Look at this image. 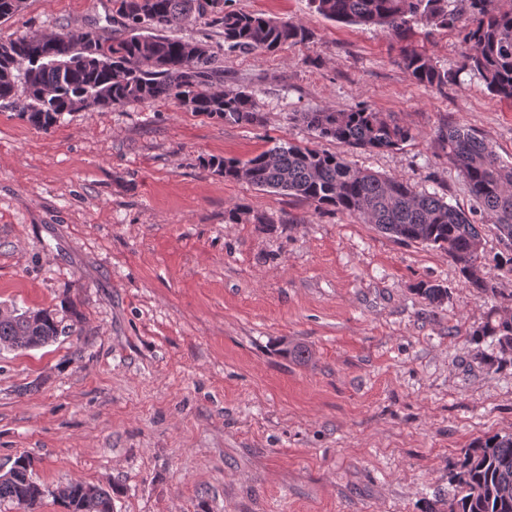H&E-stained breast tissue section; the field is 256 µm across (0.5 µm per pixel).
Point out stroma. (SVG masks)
I'll return each instance as SVG.
<instances>
[{
    "mask_svg": "<svg viewBox=\"0 0 512 512\" xmlns=\"http://www.w3.org/2000/svg\"><path fill=\"white\" fill-rule=\"evenodd\" d=\"M232 5L312 34L260 55L226 51L202 20L176 30L212 46L225 87L253 93L262 125L156 101L68 112L46 134L0 108V307L83 317L81 338L0 350V468L31 459L50 491L38 512H63L53 493L75 480L111 489L114 512H425L450 495L448 466L466 448L512 433V359L490 364L471 339L492 306L512 313L491 225L489 299L442 250L200 164L277 141L338 151L293 113L365 104L414 137L347 159L468 210L435 134L473 130L512 163V101L466 72L424 88L386 33L328 20L309 0ZM90 27L121 33L112 0H22L0 41ZM408 44L460 64L454 30L417 27ZM260 213L278 225L254 223ZM421 282L447 300L431 305ZM297 344L308 364L283 355Z\"/></svg>",
    "mask_w": 512,
    "mask_h": 512,
    "instance_id": "obj_1",
    "label": "stroma"
}]
</instances>
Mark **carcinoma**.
I'll return each mask as SVG.
<instances>
[{
	"instance_id": "obj_1",
	"label": "carcinoma",
	"mask_w": 512,
	"mask_h": 512,
	"mask_svg": "<svg viewBox=\"0 0 512 512\" xmlns=\"http://www.w3.org/2000/svg\"><path fill=\"white\" fill-rule=\"evenodd\" d=\"M232 0H112L125 21L126 33L110 38L90 28L66 32L53 41L54 63L26 62V34L0 42V107H7L35 128L50 133L77 101L102 97L98 108L172 101L179 108L227 125L258 126L263 115L245 88L224 87V67L202 40L184 41L168 35L192 20L207 19L223 30L224 45L242 54H273L285 45L306 43L310 32L292 20H281L232 8ZM324 18L377 26L397 41L411 24L432 30L451 27L464 48L456 70L438 65L422 50L403 47L399 63L414 81L436 91L469 71L488 92L512 100V0H310ZM295 119L318 137L353 149H394L413 138L411 127L365 104L350 109L324 108L300 112ZM439 147L466 182L474 207L465 212L436 192L418 191L391 176L361 169L345 156L315 147L274 143L242 160L209 156V169L226 181L247 182L261 190L293 196L321 208L357 216L401 241L445 250L470 287L479 294L496 288L483 275L480 224L493 225L506 252L499 263L512 272V164L501 160L486 139L457 126L440 129ZM418 291L429 303L441 305L448 289L422 283ZM79 316L62 324L44 310L11 311L0 318V348L28 350L60 336H80ZM476 342L490 341L495 360L512 357V314L492 307L475 330ZM20 456L0 474V502L36 512L44 487ZM454 487L443 507L427 512H512V434L476 440L448 471ZM57 499L66 512H113L109 490L82 481L62 487Z\"/></svg>"
}]
</instances>
